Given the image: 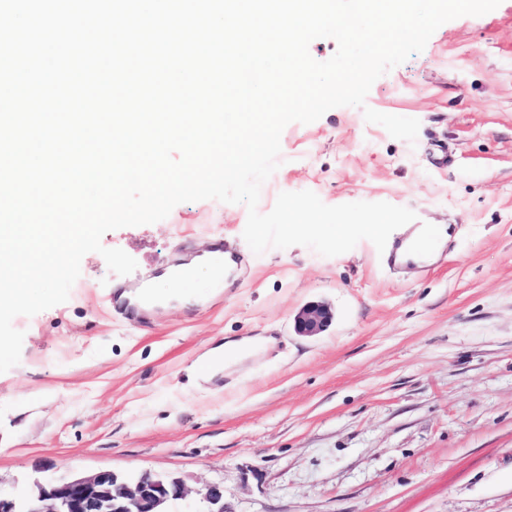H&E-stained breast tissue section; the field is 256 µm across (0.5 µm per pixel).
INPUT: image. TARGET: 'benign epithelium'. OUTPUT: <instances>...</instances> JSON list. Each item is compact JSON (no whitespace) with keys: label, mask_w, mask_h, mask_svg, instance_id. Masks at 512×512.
<instances>
[{"label":"benign epithelium","mask_w":512,"mask_h":512,"mask_svg":"<svg viewBox=\"0 0 512 512\" xmlns=\"http://www.w3.org/2000/svg\"><path fill=\"white\" fill-rule=\"evenodd\" d=\"M335 318L330 304L312 301L294 317L297 335L313 337L327 331ZM189 494L176 476L144 470L127 476L111 470L69 480L36 484L28 494L0 491V512H170L172 503ZM203 512H225L224 486L206 484L197 491Z\"/></svg>","instance_id":"benign-epithelium-1"}]
</instances>
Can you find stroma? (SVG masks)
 <instances>
[{"label": "stroma", "instance_id": "35a3bbf8", "mask_svg": "<svg viewBox=\"0 0 512 512\" xmlns=\"http://www.w3.org/2000/svg\"><path fill=\"white\" fill-rule=\"evenodd\" d=\"M366 106L418 119L416 142L358 107L290 123L258 210L302 190L403 206L449 226L434 260L393 271L367 240L334 257L257 255L246 206L215 200L107 231L133 273L88 253L67 302L13 321L24 339L0 373V491L148 469L190 488L180 512H199L207 483L223 485L226 512H512V0L441 25ZM217 234L246 261L241 282L201 278L193 303L148 307L141 323L114 312L116 289ZM311 301L335 319L297 335ZM257 338L267 346L227 385L202 375L209 350Z\"/></svg>", "mask_w": 512, "mask_h": 512}]
</instances>
